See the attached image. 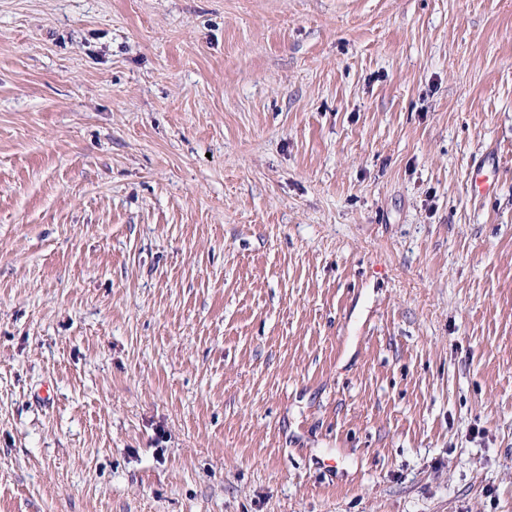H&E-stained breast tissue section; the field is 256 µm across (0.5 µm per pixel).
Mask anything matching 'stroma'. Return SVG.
Returning a JSON list of instances; mask_svg holds the SVG:
<instances>
[{
    "mask_svg": "<svg viewBox=\"0 0 512 512\" xmlns=\"http://www.w3.org/2000/svg\"><path fill=\"white\" fill-rule=\"evenodd\" d=\"M0 512H512V0H0ZM497 168L492 153L485 154L471 165L469 172L470 189L488 197L496 190Z\"/></svg>",
    "mask_w": 512,
    "mask_h": 512,
    "instance_id": "stroma-1",
    "label": "stroma"
}]
</instances>
